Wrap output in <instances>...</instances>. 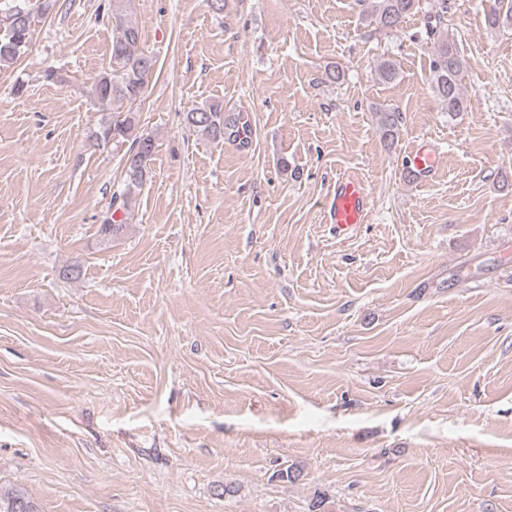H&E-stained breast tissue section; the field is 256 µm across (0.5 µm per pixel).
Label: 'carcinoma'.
<instances>
[{"label":"carcinoma","instance_id":"carcinoma-1","mask_svg":"<svg viewBox=\"0 0 512 512\" xmlns=\"http://www.w3.org/2000/svg\"><path fill=\"white\" fill-rule=\"evenodd\" d=\"M419 5V0H370L367 16L381 29H393ZM51 7L50 0L33 9L31 0H0V66L14 63L30 46L36 17ZM433 24L431 87L448 114L465 112L469 101L460 87L464 58L454 38L441 31L448 13V0H432ZM112 66L99 72L90 86L97 109L104 113L101 122L90 131L89 140L97 147L129 144L126 152L125 179L120 190L112 194L110 211L98 224L97 237L103 244L112 242L122 229L115 219L136 204L141 188L150 178L151 162L156 149L155 139L140 130L129 106L144 94L146 79L154 72L157 60L140 46V31L127 13V7H112ZM491 29L512 26V0H496L486 18ZM186 123L213 142L249 143L252 129L242 113L224 114L220 103L195 107L186 113ZM402 117L398 111L382 112L381 126L385 138L394 137ZM0 512H40L36 502L22 489L0 494Z\"/></svg>","mask_w":512,"mask_h":512}]
</instances>
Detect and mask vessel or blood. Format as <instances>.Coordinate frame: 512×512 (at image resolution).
Instances as JSON below:
<instances>
[{
	"instance_id": "vessel-or-blood-1",
	"label": "vessel or blood",
	"mask_w": 512,
	"mask_h": 512,
	"mask_svg": "<svg viewBox=\"0 0 512 512\" xmlns=\"http://www.w3.org/2000/svg\"><path fill=\"white\" fill-rule=\"evenodd\" d=\"M411 170L427 178L435 176L439 169V157L427 143H420L410 153ZM372 208L370 191L363 182L352 177L337 178L324 201L327 223L336 227L342 237L352 236L366 221Z\"/></svg>"
}]
</instances>
